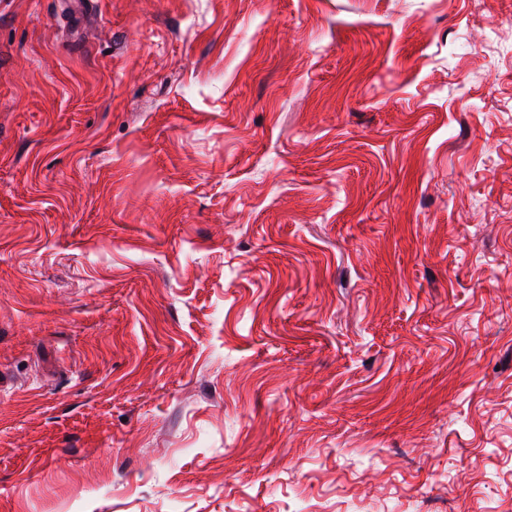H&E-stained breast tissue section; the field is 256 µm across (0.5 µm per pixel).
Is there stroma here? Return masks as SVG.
Wrapping results in <instances>:
<instances>
[{"label":"stroma","mask_w":512,"mask_h":512,"mask_svg":"<svg viewBox=\"0 0 512 512\" xmlns=\"http://www.w3.org/2000/svg\"><path fill=\"white\" fill-rule=\"evenodd\" d=\"M0 0V512H512V0Z\"/></svg>","instance_id":"35a3bbf8"}]
</instances>
